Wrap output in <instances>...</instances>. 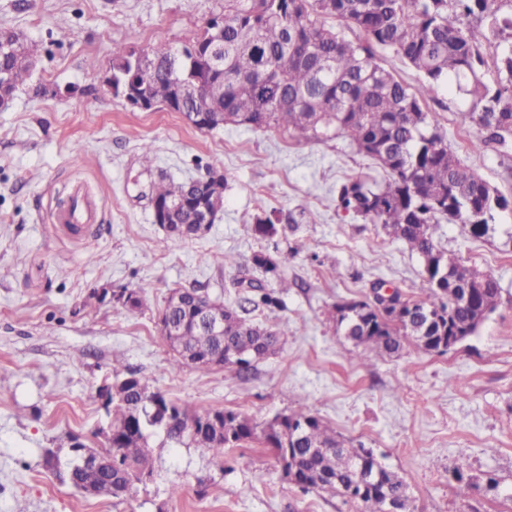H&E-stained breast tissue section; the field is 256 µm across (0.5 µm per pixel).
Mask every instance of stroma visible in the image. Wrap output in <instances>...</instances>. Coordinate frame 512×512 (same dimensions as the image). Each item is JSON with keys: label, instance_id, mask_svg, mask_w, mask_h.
<instances>
[{"label": "stroma", "instance_id": "obj_1", "mask_svg": "<svg viewBox=\"0 0 512 512\" xmlns=\"http://www.w3.org/2000/svg\"><path fill=\"white\" fill-rule=\"evenodd\" d=\"M223 10L224 0H0V28L38 55L30 88L0 109V512H354L339 496L302 493L256 441L218 460L153 435L151 482L119 499L61 480L46 455L67 460L78 441L103 447L96 390L118 361L192 407L264 423L304 406L373 449L403 479L414 512H512V212L498 213L479 239L460 223L442 228L448 252L500 283L473 335L444 353L363 357L337 331L335 306L367 299L378 281L407 293L422 280L405 243L336 207L340 183L384 182L383 168L341 136L201 130L162 107L131 109L104 84L113 44L180 47ZM429 109L461 165L512 196V138L477 144L460 97L441 93ZM211 165L226 178L220 219L202 236H168L153 220L152 183L196 178ZM77 189L95 203L94 231L56 221ZM262 209L288 218L278 237L252 234ZM259 251L289 253L281 276L251 267ZM227 253L265 288L288 281L275 314L288 334L245 379L177 365L157 325L174 288L236 301L242 273L223 265ZM142 284V309L114 301ZM460 473L475 485L464 498Z\"/></svg>", "mask_w": 512, "mask_h": 512}]
</instances>
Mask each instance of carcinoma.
Returning a JSON list of instances; mask_svg holds the SVG:
<instances>
[{
	"label": "carcinoma",
	"mask_w": 512,
	"mask_h": 512,
	"mask_svg": "<svg viewBox=\"0 0 512 512\" xmlns=\"http://www.w3.org/2000/svg\"><path fill=\"white\" fill-rule=\"evenodd\" d=\"M500 0H224V12L214 14L200 32L178 51L156 44L145 51L151 70L146 77L150 98L159 104L175 100V86L200 87L183 102L186 117H222L223 124L253 129L284 128L298 138L322 141L344 136L358 150L378 161L391 180L373 187L362 178L336 189L337 207L380 224L406 243L422 260V285L404 296L400 316L378 308L359 312L348 303L336 305L337 329L351 336L364 353L378 356L413 347L428 352L448 340V327L474 331L473 305L494 307L500 293L497 280L468 266L440 245L441 226L461 223L483 237L493 230L495 215L512 211V198L500 194L479 174L462 167L448 151V133L426 110L429 99L454 91L473 103L468 119L477 140L506 141L512 137V44L489 61L485 44L509 32L512 10ZM333 19L359 37L347 39ZM223 24L217 42L210 28ZM387 48L418 71L417 88L396 78L375 57ZM18 55L4 59L12 69L7 87L14 93L27 84L30 68ZM133 51L112 47V87L120 95L133 73ZM494 70L490 85L486 74ZM208 190L204 179L160 181L151 195L163 201L186 200ZM200 214L186 205L174 212L173 228L191 237ZM262 239L279 235L274 214L261 212L251 225ZM282 259L269 253L253 255L252 265L278 274ZM237 305L224 307V338L206 334L200 317L205 299L165 307L164 319L183 326L178 343L164 342L178 365L193 362L199 370L212 365L233 369L245 377L256 363L275 354L288 323L269 324L263 317L281 308L277 292L242 277ZM475 303H459L465 289ZM112 426L120 429L112 444L93 452L112 457V497L119 498L153 473L149 438L167 432L170 441L204 448L219 459L224 450L259 440L271 449L283 473L296 470L303 491H329L357 503L358 512H383L388 495L400 499V512H411L403 480L379 461L367 469V479L350 462L363 447L348 448L321 419L299 408L281 416L283 429L301 430L291 448L280 441L272 423L260 424L232 409L192 408L155 390L133 370L113 367ZM151 393L170 410L154 411L143 402ZM212 416L224 419V438L200 423ZM65 475L79 490L98 477L70 460Z\"/></svg>",
	"instance_id": "cac0c4a2"
}]
</instances>
